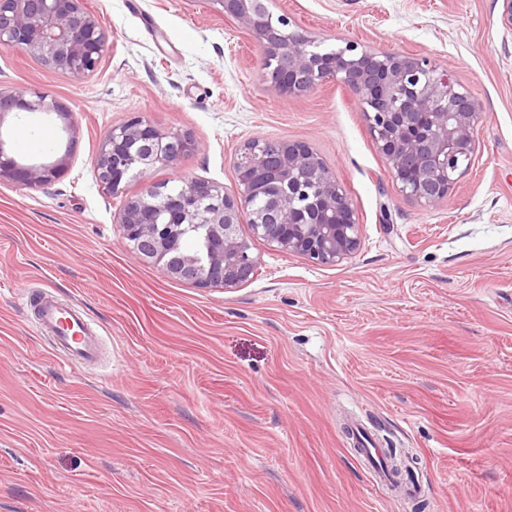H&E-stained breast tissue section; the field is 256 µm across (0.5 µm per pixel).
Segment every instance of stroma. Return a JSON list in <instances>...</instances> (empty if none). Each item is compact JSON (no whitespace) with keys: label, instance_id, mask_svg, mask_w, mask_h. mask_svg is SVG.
Instances as JSON below:
<instances>
[{"label":"stroma","instance_id":"1","mask_svg":"<svg viewBox=\"0 0 512 512\" xmlns=\"http://www.w3.org/2000/svg\"><path fill=\"white\" fill-rule=\"evenodd\" d=\"M110 34L76 82L0 47V88L74 114L8 116L19 161L68 156L50 185L0 182V512H512V28L501 0H269L321 47L425 56L476 96L470 169L426 206L392 181L353 93L289 97L211 0H84ZM199 143L160 184L234 187L256 137L304 141L352 199L362 243L321 266L249 238L240 287L200 288L133 254L126 195L92 161L133 116ZM48 291L101 335L64 366L24 306ZM413 458L421 502L378 485L348 428Z\"/></svg>","mask_w":512,"mask_h":512}]
</instances>
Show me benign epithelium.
<instances>
[{
    "instance_id": "benign-epithelium-1",
    "label": "benign epithelium",
    "mask_w": 512,
    "mask_h": 512,
    "mask_svg": "<svg viewBox=\"0 0 512 512\" xmlns=\"http://www.w3.org/2000/svg\"><path fill=\"white\" fill-rule=\"evenodd\" d=\"M260 46L263 80L292 96L340 80L357 97L368 129L399 191L425 205L448 197L475 151L479 103L446 70L426 57L372 52L355 41L325 51L288 16L264 0H211ZM108 42L106 29L82 0H0V46L16 49L76 81L93 74ZM56 114L73 126V113L47 91L0 89V126L11 114ZM198 147L187 132L161 133L134 116L113 126L93 161L96 179L116 194L145 181L127 197L117 224L131 251L164 275L201 288H237L254 275L250 242L239 233L244 217L254 236L274 249L319 265H336L361 244L352 200L308 144L255 138L233 158L235 189L200 178L178 191L148 183L151 171L169 167ZM67 156L24 163L0 137V182L39 188L58 179ZM202 230L205 257L181 248V226Z\"/></svg>"
}]
</instances>
